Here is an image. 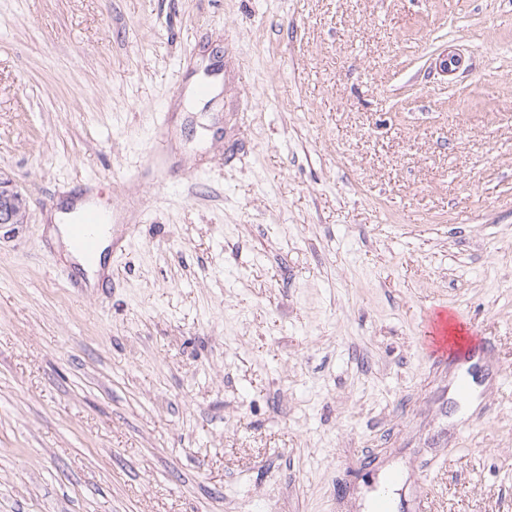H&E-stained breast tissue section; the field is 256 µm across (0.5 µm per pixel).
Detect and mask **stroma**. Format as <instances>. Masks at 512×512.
I'll return each instance as SVG.
<instances>
[{"instance_id": "1", "label": "stroma", "mask_w": 512, "mask_h": 512, "mask_svg": "<svg viewBox=\"0 0 512 512\" xmlns=\"http://www.w3.org/2000/svg\"><path fill=\"white\" fill-rule=\"evenodd\" d=\"M0 177V512H512V0H0ZM28 209L26 199L10 181H0V227L25 223ZM58 233L65 246V250L72 254L81 267L87 271L90 282L94 283V272L98 271L103 265L104 251L112 242V234L107 236L103 242V227L107 226V218L105 213L99 208L89 206L83 209L78 220L73 224H57ZM69 235V236H68ZM70 240V241H69ZM71 244V246H70ZM102 245V247H101ZM72 247V248H71ZM73 251L79 255L87 264L93 265L97 261L100 250L103 253L95 266L89 267L76 256ZM469 329L458 309L447 305H432L424 314L421 325V347L433 355H453L464 366L454 393L459 400H467L481 374L483 352L477 346L459 345L456 336L468 334ZM399 480V475L393 473L387 478L384 485L377 488L373 499L372 512H397L405 510L403 506L396 505L389 494V486L396 484Z\"/></svg>"}]
</instances>
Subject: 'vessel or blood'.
<instances>
[{"label":"vessel or blood","instance_id":"obj_1","mask_svg":"<svg viewBox=\"0 0 512 512\" xmlns=\"http://www.w3.org/2000/svg\"><path fill=\"white\" fill-rule=\"evenodd\" d=\"M107 218L99 208L83 209L78 220L68 227L73 251L87 264H95L101 250L103 229ZM468 327L462 313L444 305H434L424 314L421 325V346L437 356H454L464 367L458 378L454 393L458 399L471 397L474 385L481 374L483 352L476 346L458 344L459 335L467 333Z\"/></svg>","mask_w":512,"mask_h":512}]
</instances>
